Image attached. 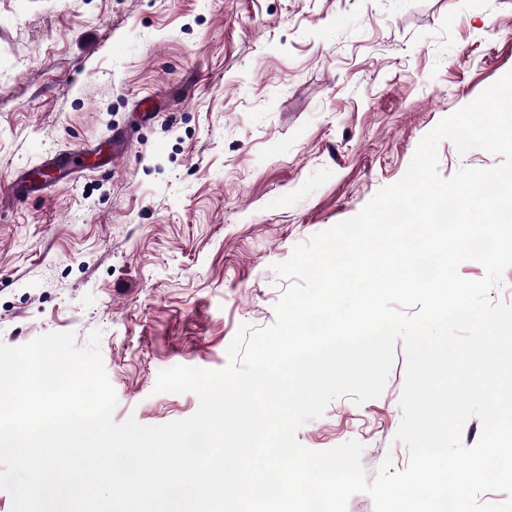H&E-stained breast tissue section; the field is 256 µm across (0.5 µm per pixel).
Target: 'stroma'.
I'll return each mask as SVG.
<instances>
[{
    "instance_id": "stroma-1",
    "label": "stroma",
    "mask_w": 512,
    "mask_h": 512,
    "mask_svg": "<svg viewBox=\"0 0 512 512\" xmlns=\"http://www.w3.org/2000/svg\"><path fill=\"white\" fill-rule=\"evenodd\" d=\"M511 71L512 0H0V341L100 331L115 422L190 417L159 372L223 368L241 325L276 320L274 264ZM107 142L113 164L11 198L40 159ZM499 161L439 145L445 178ZM405 362L396 344L381 396L334 399L299 443L404 469Z\"/></svg>"
}]
</instances>
